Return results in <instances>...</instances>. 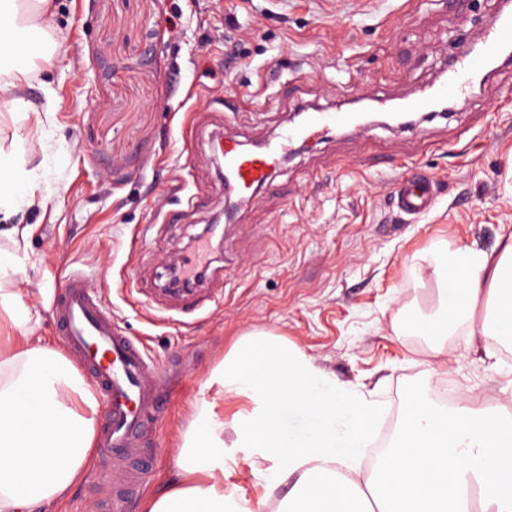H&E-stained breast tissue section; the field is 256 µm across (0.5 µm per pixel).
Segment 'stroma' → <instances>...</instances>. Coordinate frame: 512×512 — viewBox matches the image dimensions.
<instances>
[{"instance_id":"35a3bbf8","label":"stroma","mask_w":512,"mask_h":512,"mask_svg":"<svg viewBox=\"0 0 512 512\" xmlns=\"http://www.w3.org/2000/svg\"><path fill=\"white\" fill-rule=\"evenodd\" d=\"M498 11V0H56L41 18L63 50L31 65L21 94L50 105V120L18 128L0 117V144L19 135L30 145L38 202L0 225L29 227L21 277L46 344L64 346L52 310L78 271L163 370L156 424L140 439L150 479L119 512H137L170 478L202 400L228 423L245 407L207 381L251 331L288 338L370 391L387 423L429 374L512 400V373L481 359L465 333L441 359L408 327L434 306L431 252L489 250L512 232V67L417 128L335 129L290 150L225 223L199 303L163 289L165 262L188 255L224 207L215 134L260 142L311 105L417 97ZM412 159L436 183L416 220L393 199ZM233 456L225 488L275 512L246 451ZM111 480L98 454L50 512H93Z\"/></svg>"}]
</instances>
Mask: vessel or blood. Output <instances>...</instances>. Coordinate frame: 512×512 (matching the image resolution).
I'll list each match as a JSON object with an SVG mask.
<instances>
[{
  "mask_svg": "<svg viewBox=\"0 0 512 512\" xmlns=\"http://www.w3.org/2000/svg\"><path fill=\"white\" fill-rule=\"evenodd\" d=\"M512 53V12L493 16L479 50L452 66L444 80L410 102V109L431 110L435 102L465 94L474 76L492 71L504 55ZM349 112H313L299 127L290 129L278 141L255 152L239 149L234 140L224 142V163L235 178L239 191L265 184L281 156L299 139L315 136L330 127H352ZM434 184L429 177L413 174L398 183V209L409 216L426 213L432 206ZM54 316L68 346L77 353L91 379L107 400L100 433L101 445L114 464L125 466L124 479L112 482L111 493L103 498L98 512H117L128 489L142 485L148 470L140 464L139 435L153 422L151 409L158 396L160 369L149 362L139 341L123 333L95 302L93 289L78 272L68 274L56 300Z\"/></svg>",
  "mask_w": 512,
  "mask_h": 512,
  "instance_id": "vessel-or-blood-1",
  "label": "vessel or blood"
}]
</instances>
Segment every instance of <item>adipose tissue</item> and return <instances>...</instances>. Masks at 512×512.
I'll return each instance as SVG.
<instances>
[{
  "mask_svg": "<svg viewBox=\"0 0 512 512\" xmlns=\"http://www.w3.org/2000/svg\"><path fill=\"white\" fill-rule=\"evenodd\" d=\"M53 0H0V74L22 87L27 61L56 49L38 22ZM24 138L0 147V213L35 203ZM0 512H47L89 465L98 399L72 359L40 337H17L39 323L22 301L14 245L20 226L0 229ZM438 285V308L416 315L411 327L445 351L458 328L474 341L512 343V236L497 250L461 245L427 258ZM220 393L249 407L225 423L213 403L201 402L182 434L174 479L144 505L145 512H257L246 494L224 487L225 446L251 449L253 477L273 498L281 485L287 512H471L470 488L481 492L482 512H512V412L480 407L465 396L438 404L429 386L416 388L401 411L395 440L369 470L361 462L381 407L371 393L339 381L297 345L268 332L243 335L211 375ZM288 409L308 413L311 433L281 428ZM234 438L225 442L224 428ZM296 483H289V476Z\"/></svg>",
  "mask_w": 512,
  "mask_h": 512,
  "instance_id": "1",
  "label": "adipose tissue"
}]
</instances>
